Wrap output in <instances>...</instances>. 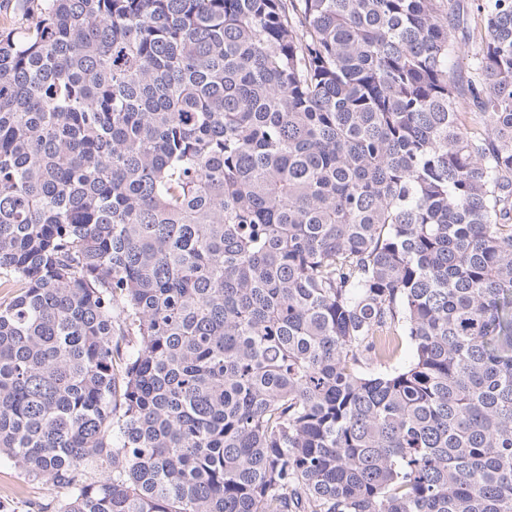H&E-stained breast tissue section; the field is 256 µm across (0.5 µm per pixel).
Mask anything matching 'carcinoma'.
Returning <instances> with one entry per match:
<instances>
[{
	"mask_svg": "<svg viewBox=\"0 0 512 512\" xmlns=\"http://www.w3.org/2000/svg\"><path fill=\"white\" fill-rule=\"evenodd\" d=\"M26 3L0 458L41 512H512V0Z\"/></svg>",
	"mask_w": 512,
	"mask_h": 512,
	"instance_id": "carcinoma-1",
	"label": "carcinoma"
}]
</instances>
